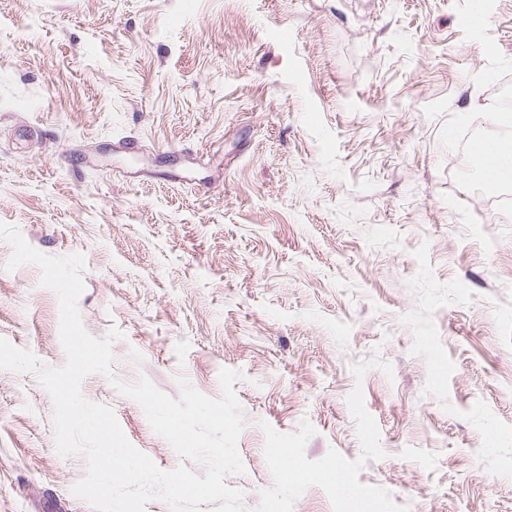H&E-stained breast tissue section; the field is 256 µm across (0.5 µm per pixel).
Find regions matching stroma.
Segmentation results:
<instances>
[{
  "label": "stroma",
  "instance_id": "obj_1",
  "mask_svg": "<svg viewBox=\"0 0 512 512\" xmlns=\"http://www.w3.org/2000/svg\"><path fill=\"white\" fill-rule=\"evenodd\" d=\"M503 97L512 0H0V222L84 255L83 324L121 337L82 393L159 469L112 379L230 368L247 512H512V186L465 170ZM11 253L0 338L63 366ZM86 469L0 369V512H92Z\"/></svg>",
  "mask_w": 512,
  "mask_h": 512
}]
</instances>
